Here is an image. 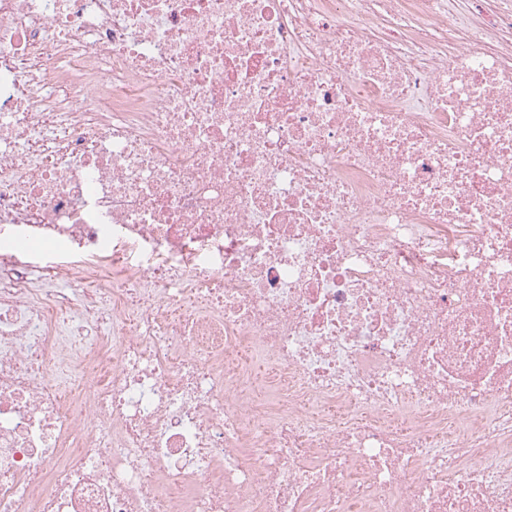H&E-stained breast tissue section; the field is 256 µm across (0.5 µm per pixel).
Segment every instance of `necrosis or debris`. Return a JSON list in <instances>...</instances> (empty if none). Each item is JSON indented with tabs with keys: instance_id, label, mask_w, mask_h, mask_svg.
Here are the masks:
<instances>
[{
	"instance_id": "1",
	"label": "necrosis or debris",
	"mask_w": 512,
	"mask_h": 512,
	"mask_svg": "<svg viewBox=\"0 0 512 512\" xmlns=\"http://www.w3.org/2000/svg\"><path fill=\"white\" fill-rule=\"evenodd\" d=\"M475 3L0 0V512H512Z\"/></svg>"
}]
</instances>
